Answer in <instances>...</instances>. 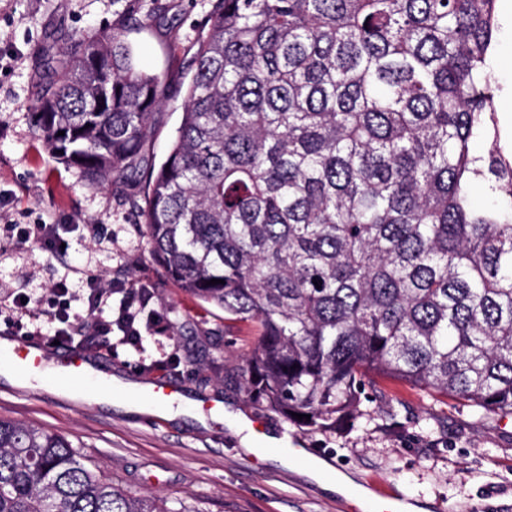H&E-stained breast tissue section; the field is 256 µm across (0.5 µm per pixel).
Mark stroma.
Returning <instances> with one entry per match:
<instances>
[{
	"mask_svg": "<svg viewBox=\"0 0 512 512\" xmlns=\"http://www.w3.org/2000/svg\"><path fill=\"white\" fill-rule=\"evenodd\" d=\"M161 23L128 34L141 65L169 73V87L144 151L161 164L182 119L191 57L208 0H163ZM115 0H0V334L8 332L11 296H31L25 330L53 334L45 301L51 282L69 285L83 315L85 280L97 276L112 296L110 319L127 289L146 287L147 308L166 326L137 344L112 332L84 344L99 364L127 380L161 377L190 399L186 414L137 413L115 405L76 401L41 390L40 378L13 385L0 380V418L42 426L66 436L88 463L123 488L167 501L173 512H346L349 497L324 491L300 468L286 467L265 447L275 433L300 442L311 456L349 474L364 489L391 488L424 512H512V416L485 419L463 403L408 384L367 378L376 398L372 419L312 432L250 403L226 354H244L258 334L252 324L182 291L151 253L143 233L137 179L92 188L56 158L37 130L36 94L46 79L44 52L70 47L73 37L109 28ZM493 49L495 108L500 144L512 151V0H497ZM73 224L66 255L20 240L11 227L39 222ZM177 357L178 369L159 364ZM261 416L255 426L260 456L242 448L223 418L203 417V402Z\"/></svg>",
	"mask_w": 512,
	"mask_h": 512,
	"instance_id": "obj_1",
	"label": "stroma"
}]
</instances>
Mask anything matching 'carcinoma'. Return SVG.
<instances>
[{
    "mask_svg": "<svg viewBox=\"0 0 512 512\" xmlns=\"http://www.w3.org/2000/svg\"><path fill=\"white\" fill-rule=\"evenodd\" d=\"M112 30L44 54L35 123L92 187L141 171L168 74ZM496 0H211L180 126L140 210L179 288L259 325L249 402L314 431L370 417L369 375L512 414V158ZM65 135H59V132ZM491 141L475 155V139ZM480 187L501 204L477 209ZM211 279L224 283L207 284ZM310 420H298L293 414ZM0 512H170L0 418ZM499 27L493 49L495 108L498 116L500 145L512 156V0L496 3Z\"/></svg>",
    "mask_w": 512,
    "mask_h": 512,
    "instance_id": "1",
    "label": "carcinoma"
}]
</instances>
